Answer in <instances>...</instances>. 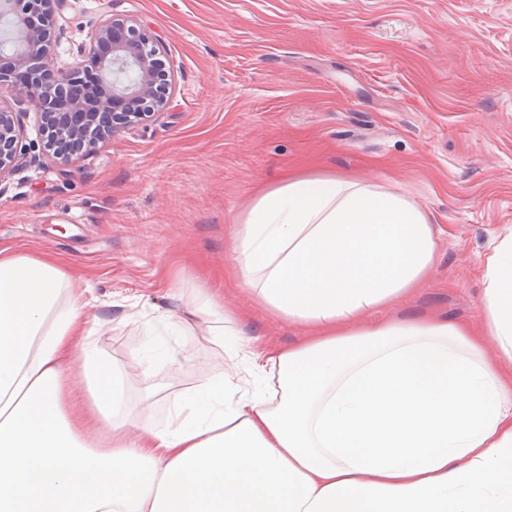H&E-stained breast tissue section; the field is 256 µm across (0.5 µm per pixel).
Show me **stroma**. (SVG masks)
I'll use <instances>...</instances> for the list:
<instances>
[{
    "mask_svg": "<svg viewBox=\"0 0 512 512\" xmlns=\"http://www.w3.org/2000/svg\"><path fill=\"white\" fill-rule=\"evenodd\" d=\"M105 17L157 40L168 103L70 164L43 154L1 180L0 250L54 255L88 288L99 352L129 369L144 421L164 426L212 374L252 387L250 353L303 336L224 275L232 219L286 171L350 176L428 214L436 264L380 318L478 323L486 260L512 234V0H66L58 62ZM201 286L241 312L243 344L168 362L188 339L157 314Z\"/></svg>",
    "mask_w": 512,
    "mask_h": 512,
    "instance_id": "1",
    "label": "stroma"
}]
</instances>
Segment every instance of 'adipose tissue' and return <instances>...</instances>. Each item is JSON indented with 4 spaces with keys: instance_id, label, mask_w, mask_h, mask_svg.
Returning <instances> with one entry per match:
<instances>
[{
    "instance_id": "1",
    "label": "adipose tissue",
    "mask_w": 512,
    "mask_h": 512,
    "mask_svg": "<svg viewBox=\"0 0 512 512\" xmlns=\"http://www.w3.org/2000/svg\"><path fill=\"white\" fill-rule=\"evenodd\" d=\"M234 238L231 276L306 333L254 355L259 387L209 380L162 428L99 355L84 288L53 257L0 251V512H512V235L486 262L475 327L368 322L437 260L403 195L288 172ZM213 317L237 314L201 288L163 319L188 336Z\"/></svg>"
}]
</instances>
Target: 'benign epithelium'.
Here are the masks:
<instances>
[{
	"label": "benign epithelium",
	"instance_id": "benign-epithelium-1",
	"mask_svg": "<svg viewBox=\"0 0 512 512\" xmlns=\"http://www.w3.org/2000/svg\"><path fill=\"white\" fill-rule=\"evenodd\" d=\"M59 3L0 0V15L17 24L16 48L0 54V181L21 159L22 113L3 107L6 93L14 91L40 110L44 150L62 163L147 120L167 102L171 79L160 66L159 45L134 20H102L79 48L78 66L57 65L48 42Z\"/></svg>",
	"mask_w": 512,
	"mask_h": 512
}]
</instances>
